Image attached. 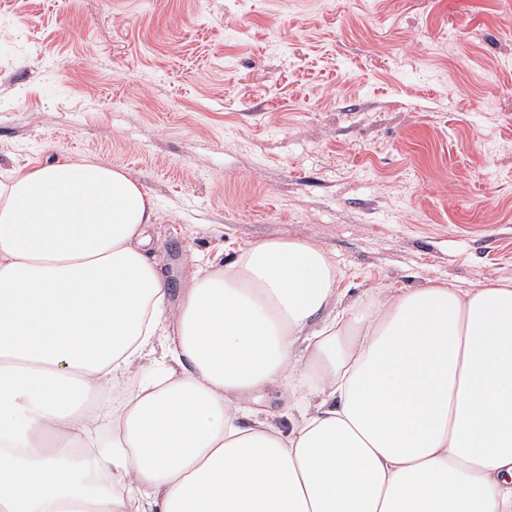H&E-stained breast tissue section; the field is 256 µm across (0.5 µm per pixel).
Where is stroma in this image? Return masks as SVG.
<instances>
[{
  "label": "stroma",
  "instance_id": "obj_1",
  "mask_svg": "<svg viewBox=\"0 0 512 512\" xmlns=\"http://www.w3.org/2000/svg\"><path fill=\"white\" fill-rule=\"evenodd\" d=\"M152 196L189 259L318 244L347 302L512 280V0H0V177Z\"/></svg>",
  "mask_w": 512,
  "mask_h": 512
}]
</instances>
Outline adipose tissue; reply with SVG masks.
Wrapping results in <instances>:
<instances>
[{
    "mask_svg": "<svg viewBox=\"0 0 512 512\" xmlns=\"http://www.w3.org/2000/svg\"><path fill=\"white\" fill-rule=\"evenodd\" d=\"M153 219L106 164L0 178V512H512V281L355 306L269 239L174 301Z\"/></svg>",
    "mask_w": 512,
    "mask_h": 512,
    "instance_id": "ef3b65f1",
    "label": "adipose tissue"
}]
</instances>
